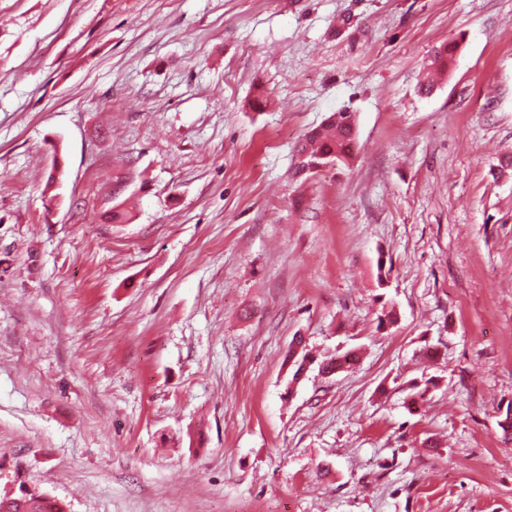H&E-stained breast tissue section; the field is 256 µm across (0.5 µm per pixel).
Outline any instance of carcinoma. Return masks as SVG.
<instances>
[{"instance_id":"1","label":"carcinoma","mask_w":512,"mask_h":512,"mask_svg":"<svg viewBox=\"0 0 512 512\" xmlns=\"http://www.w3.org/2000/svg\"><path fill=\"white\" fill-rule=\"evenodd\" d=\"M458 49L452 41L434 51L424 66L425 77L419 91L428 94L433 89L432 76L449 69ZM355 136V119L351 112L332 114L327 123L309 131L298 149L295 174L315 175L322 170L346 162L351 157ZM0 512H66L58 501L43 495L24 493L19 497L0 498Z\"/></svg>"}]
</instances>
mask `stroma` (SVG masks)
Instances as JSON below:
<instances>
[{
  "mask_svg": "<svg viewBox=\"0 0 512 512\" xmlns=\"http://www.w3.org/2000/svg\"><path fill=\"white\" fill-rule=\"evenodd\" d=\"M510 155L512 0H0V497L512 512ZM458 49V43L455 41L448 42V44L440 46L434 51L433 55L429 58L424 66L425 77L424 81L420 84L419 91L421 94H429L433 89L432 76L436 72H444L449 69L453 63ZM355 136L352 112L333 113L327 123L309 131L298 149L295 174L315 175L322 170L345 163L351 157Z\"/></svg>",
  "mask_w": 512,
  "mask_h": 512,
  "instance_id": "1",
  "label": "stroma"
}]
</instances>
